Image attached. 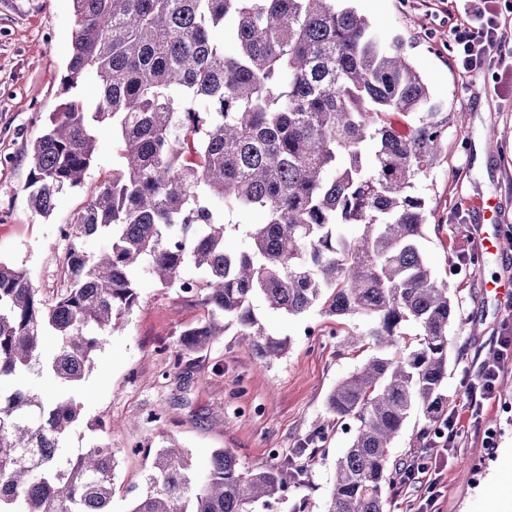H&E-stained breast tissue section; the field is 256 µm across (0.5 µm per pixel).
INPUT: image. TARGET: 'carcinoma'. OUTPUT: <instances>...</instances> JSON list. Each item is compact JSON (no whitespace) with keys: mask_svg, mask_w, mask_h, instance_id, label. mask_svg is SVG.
I'll list each match as a JSON object with an SVG mask.
<instances>
[{"mask_svg":"<svg viewBox=\"0 0 512 512\" xmlns=\"http://www.w3.org/2000/svg\"><path fill=\"white\" fill-rule=\"evenodd\" d=\"M75 29L63 77L96 75L88 112L69 101L30 154L29 204L48 216L96 159V125L112 121L119 165L68 220L63 284L43 296L27 272L0 262V512H111L116 450L106 439L73 458V393L106 338L139 304L136 267L204 310L180 333L178 355L209 348L224 321L264 357L283 344L254 313L357 316L381 354L338 382L327 400L353 420L326 512H387L390 448L411 411L439 435L448 414V326L456 307L420 247L431 210L416 182L436 165L448 116L424 111L429 89L403 42L387 39L340 0H72ZM229 28L230 38L211 35ZM422 113L397 128L394 116ZM259 213L261 224L247 218ZM347 224L361 233L341 235ZM244 227L245 248L225 235ZM91 239L104 242L91 251ZM193 267L199 276L185 275ZM414 345L393 354L401 328ZM53 336L57 346L46 352ZM62 386L45 400L24 378ZM146 491L129 512H253L300 480L303 449L245 470L221 448L207 471L160 433Z\"/></svg>","mask_w":512,"mask_h":512,"instance_id":"cac0c4a2","label":"carcinoma"}]
</instances>
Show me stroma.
<instances>
[{
    "label": "stroma",
    "instance_id": "stroma-1",
    "mask_svg": "<svg viewBox=\"0 0 512 512\" xmlns=\"http://www.w3.org/2000/svg\"><path fill=\"white\" fill-rule=\"evenodd\" d=\"M355 7L373 28L403 38L432 105L448 117L440 161L419 183L435 212L421 246L435 277L448 282L458 311L448 327L444 390L449 407L460 409L467 401L464 371H476L490 357L495 336L512 334V305L485 288L490 280L512 279V246L504 245L498 257L486 252L475 206L476 199H494L496 230L512 235V138L487 140L490 128H512V35L494 61L461 74L448 64L457 51L454 15L420 0H355ZM74 28L71 0H0V261L25 270L47 297L61 279L65 243L58 225L112 178V125L106 122L97 127V160L83 184L60 194L50 216L29 206V153L49 115L71 98L95 108L93 74L72 89L62 85ZM462 255L479 262L457 267ZM139 283V305L123 332L96 352L75 393L81 417L64 454H79L101 426L111 427L118 458L111 508L129 512L145 489L147 454L159 432L175 436L201 473L219 448L230 450L241 467L260 469L273 465L272 449L288 456L301 447L307 470L273 512H324L336 460L353 431L339 423L325 439L315 433L327 418L331 389L375 353L372 344L349 342V332H364L367 323L357 317L339 323L317 307L288 316L258 298L254 312L268 335L285 342L283 354L262 358L232 325L208 350L180 359L179 334L199 320L202 308L147 276ZM158 411L162 422L149 421ZM426 423L422 410L411 413L394 442L391 466L418 451L435 458L439 444L424 450L416 440ZM482 426L495 431L497 447L486 450L481 435L463 429L448 453L439 512H512V367L501 377L496 401L485 406Z\"/></svg>",
    "mask_w": 512,
    "mask_h": 512
}]
</instances>
